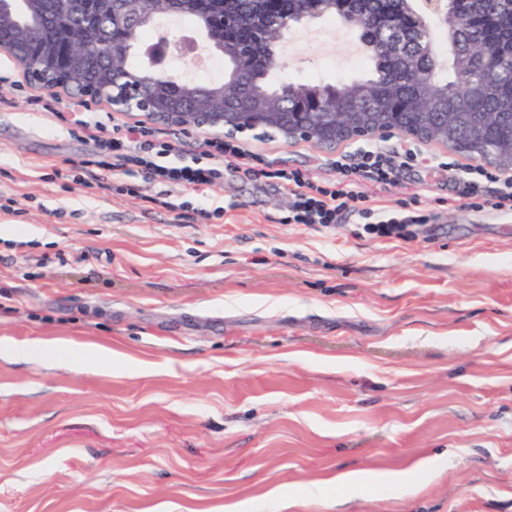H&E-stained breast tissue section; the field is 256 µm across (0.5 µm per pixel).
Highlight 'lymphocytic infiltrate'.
<instances>
[{"mask_svg": "<svg viewBox=\"0 0 512 512\" xmlns=\"http://www.w3.org/2000/svg\"><path fill=\"white\" fill-rule=\"evenodd\" d=\"M89 110L88 102H74L64 113L63 119L74 132L94 143L97 167L108 172L140 169L145 182L154 187L153 192L142 194L141 199L152 206L170 211L186 210L183 196L190 192L200 201L195 211L201 219L208 221L220 217L221 209H207L201 201L216 183L223 180L224 167L230 164L247 179L265 177L283 180L292 196L287 223L312 230L333 227L345 213L355 211L363 219L362 224L354 230L355 236L410 242L416 239L418 228L432 219L430 213L403 203L391 218L371 221V211L364 206L365 195L354 188L353 180L357 177H366L386 186L393 183L398 168L432 166V159L424 156L419 145L410 141L391 148L375 145L340 156L332 162L341 175L340 180L323 186L301 170L274 167L272 162L253 155L237 140L218 134L203 138L199 144L206 158L205 163H171L167 157L172 143L167 133L146 126L141 121L118 124L108 130L88 121ZM448 168L458 172L461 195L468 207L512 214V176H496L481 167H463L456 162L449 163Z\"/></svg>", "mask_w": 512, "mask_h": 512, "instance_id": "obj_1", "label": "lymphocytic infiltrate"}]
</instances>
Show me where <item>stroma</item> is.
Here are the masks:
<instances>
[{
    "label": "stroma",
    "instance_id": "35a3bbf8",
    "mask_svg": "<svg viewBox=\"0 0 512 512\" xmlns=\"http://www.w3.org/2000/svg\"><path fill=\"white\" fill-rule=\"evenodd\" d=\"M283 43L293 81L367 74L341 23ZM1 76L23 97L0 105V512H512V221L442 167L359 182L374 218L436 214L411 243L283 223L287 188L231 169L223 217L179 219L124 192L140 173L73 179L92 142L0 50ZM239 140L318 182L358 148ZM435 456L410 494L336 483Z\"/></svg>",
    "mask_w": 512,
    "mask_h": 512
}]
</instances>
